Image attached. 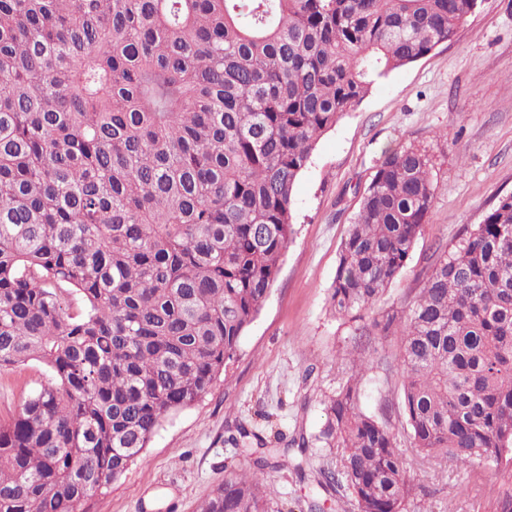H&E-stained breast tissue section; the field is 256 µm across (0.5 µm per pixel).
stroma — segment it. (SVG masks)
<instances>
[{
	"label": "stroma",
	"mask_w": 512,
	"mask_h": 512,
	"mask_svg": "<svg viewBox=\"0 0 512 512\" xmlns=\"http://www.w3.org/2000/svg\"><path fill=\"white\" fill-rule=\"evenodd\" d=\"M406 146L432 160V209L405 267L364 311L367 323L405 307L422 288L433 244L455 241L464 225L480 223L512 193V0H478L451 41L389 72L321 137L294 186L293 240L236 362L200 402L161 424L140 459L90 500V512H196L248 463L249 452L319 434L325 397L351 375L342 358L361 341L329 303L340 245L384 152ZM362 341L373 363L361 381V407L375 414L384 402L400 401L397 340ZM49 378L36 361L0 369V420ZM325 463L312 448L305 477L289 465L267 469L276 489L269 512H310L314 499L320 512H350L345 498L319 486ZM410 478L429 491L433 512H492L500 484L483 471L472 498L465 475L449 467L435 478L414 468Z\"/></svg>",
	"instance_id": "35a3bbf8"
}]
</instances>
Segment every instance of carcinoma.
I'll list each match as a JSON object with an SVG mask.
<instances>
[{"label":"carcinoma","instance_id":"obj_1","mask_svg":"<svg viewBox=\"0 0 512 512\" xmlns=\"http://www.w3.org/2000/svg\"><path fill=\"white\" fill-rule=\"evenodd\" d=\"M478 0H0V369L51 379L0 422V512H88L236 361L294 235L316 144ZM428 155L389 151L342 241L351 320L428 222ZM399 341V415L324 401L319 484L354 512H429L408 472L479 468L512 512V194L365 328ZM269 459L198 512H268Z\"/></svg>","mask_w":512,"mask_h":512}]
</instances>
